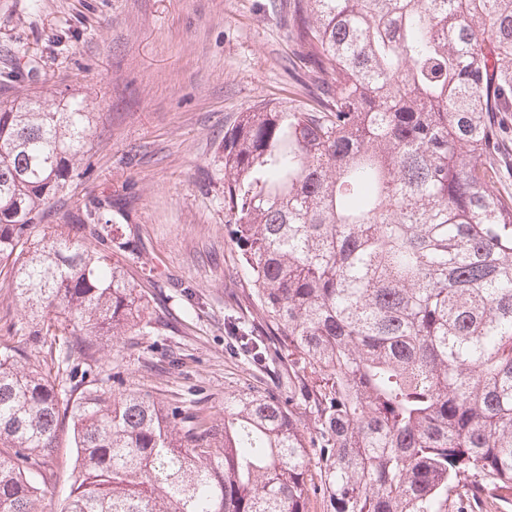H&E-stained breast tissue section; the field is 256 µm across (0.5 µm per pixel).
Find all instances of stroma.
<instances>
[{
  "label": "stroma",
  "instance_id": "1",
  "mask_svg": "<svg viewBox=\"0 0 512 512\" xmlns=\"http://www.w3.org/2000/svg\"><path fill=\"white\" fill-rule=\"evenodd\" d=\"M0 0V80L11 91H79L99 114L87 174L60 201L77 212L112 195L128 246L117 257L141 283L147 319L167 328L125 336L75 360L82 385L137 390L165 406L224 420V398L253 387L288 393V350L259 365L237 355L224 323L257 307L239 270L224 209V133L238 114L278 98L307 101L289 0ZM0 274V345L51 358L50 337L22 330ZM72 449L50 463L44 499L60 512Z\"/></svg>",
  "mask_w": 512,
  "mask_h": 512
}]
</instances>
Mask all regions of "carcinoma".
<instances>
[{
  "instance_id": "carcinoma-1",
  "label": "carcinoma",
  "mask_w": 512,
  "mask_h": 512,
  "mask_svg": "<svg viewBox=\"0 0 512 512\" xmlns=\"http://www.w3.org/2000/svg\"><path fill=\"white\" fill-rule=\"evenodd\" d=\"M315 105L262 101L224 132V209L258 318L255 363L288 345V403L245 389L224 422L60 380L0 347V512H44L63 420L62 512H476L512 501V0H293ZM83 97L0 90V272L31 336L84 360L147 334L114 259L110 195L50 230L86 175ZM313 435L306 436L305 423ZM501 179L500 182H494L493 186L496 190L501 193L509 192L512 193V143H511V130L510 137L507 142L503 144V148L501 150Z\"/></svg>"
}]
</instances>
